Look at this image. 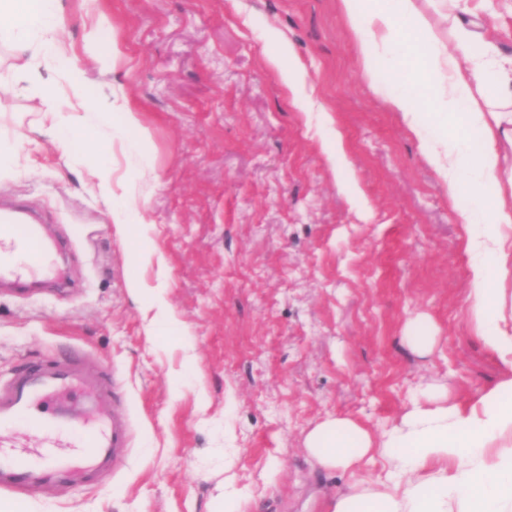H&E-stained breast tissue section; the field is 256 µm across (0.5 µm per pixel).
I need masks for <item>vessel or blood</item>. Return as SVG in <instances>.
Wrapping results in <instances>:
<instances>
[{"label": "vessel or blood", "mask_w": 512, "mask_h": 512, "mask_svg": "<svg viewBox=\"0 0 512 512\" xmlns=\"http://www.w3.org/2000/svg\"><path fill=\"white\" fill-rule=\"evenodd\" d=\"M50 264L43 229L20 210L0 214V286H22ZM111 371L89 368L84 351L46 356L0 383V490L33 499L44 487H87L111 475L130 432L118 411ZM46 435H70L75 455L5 451L4 436L19 422Z\"/></svg>", "instance_id": "obj_1"}]
</instances>
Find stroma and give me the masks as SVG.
I'll return each instance as SVG.
<instances>
[{"instance_id":"stroma-1","label":"stroma","mask_w":512,"mask_h":512,"mask_svg":"<svg viewBox=\"0 0 512 512\" xmlns=\"http://www.w3.org/2000/svg\"><path fill=\"white\" fill-rule=\"evenodd\" d=\"M63 19L90 90L129 101L145 151L103 128L67 158L35 81L0 112V198L66 242L53 269L74 283L0 293V382L81 349L119 381L133 437L110 479L46 492L30 512H219L228 483L245 512H325L388 463L323 470L305 451L316 425L345 417L379 438L413 402L466 403L495 384L466 310L470 197H449L388 107L409 74L364 73L337 0H63ZM102 25L115 47L89 46ZM271 27L313 111L270 65ZM337 137L345 172L325 155ZM101 161L108 200L92 188ZM126 205L145 223L113 224ZM139 246L151 264H136ZM134 277L159 289L179 334L152 335ZM418 317L436 339L425 354L404 339Z\"/></svg>"}]
</instances>
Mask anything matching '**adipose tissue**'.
<instances>
[{"instance_id": "adipose-tissue-1", "label": "adipose tissue", "mask_w": 512, "mask_h": 512, "mask_svg": "<svg viewBox=\"0 0 512 512\" xmlns=\"http://www.w3.org/2000/svg\"><path fill=\"white\" fill-rule=\"evenodd\" d=\"M62 0H0V44L11 51L14 71L28 73L38 56L53 58L68 98L49 84L39 94L53 124L57 147L83 152L91 126L86 114L120 138L137 126L136 110L117 93L90 96L78 66L65 58L57 33ZM368 76L383 65H412L422 91L388 98L422 141L429 163L450 195L467 188L473 208L467 223L477 230L467 243L470 288L467 312L478 336L503 367L497 385L465 403L415 404L374 441L355 422L331 417L307 436L306 450L327 469L348 471L380 455L393 466L374 485L337 494L330 512H512V173L498 150L512 141V53L488 47L476 57L481 38L476 7L448 0L441 21L418 0H338ZM454 46L446 48L439 22Z\"/></svg>"}]
</instances>
